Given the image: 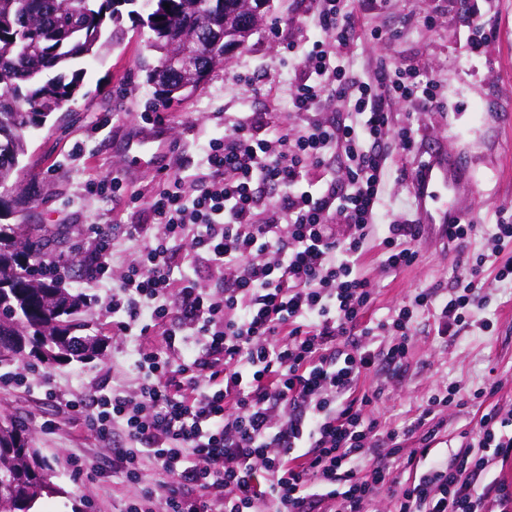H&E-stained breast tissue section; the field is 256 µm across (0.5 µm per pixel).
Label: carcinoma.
I'll list each match as a JSON object with an SVG mask.
<instances>
[{"instance_id":"carcinoma-1","label":"carcinoma","mask_w":512,"mask_h":512,"mask_svg":"<svg viewBox=\"0 0 512 512\" xmlns=\"http://www.w3.org/2000/svg\"><path fill=\"white\" fill-rule=\"evenodd\" d=\"M141 4L157 57L141 63L145 82L162 99L200 88L203 65L172 66L170 54L209 25L214 43L241 45L251 31L240 25L235 0H0V184L28 153L27 133L78 96L83 62L123 39L122 8ZM49 239L30 224H0V365L34 358L51 366L102 354L106 339L87 332L86 299L47 281L38 264ZM56 492L49 466L30 431L0 416V512H31Z\"/></svg>"}]
</instances>
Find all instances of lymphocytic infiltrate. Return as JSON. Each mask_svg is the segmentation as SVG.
<instances>
[{
	"label": "lymphocytic infiltrate",
	"instance_id": "lymphocytic-infiltrate-1",
	"mask_svg": "<svg viewBox=\"0 0 512 512\" xmlns=\"http://www.w3.org/2000/svg\"><path fill=\"white\" fill-rule=\"evenodd\" d=\"M313 15L319 39L288 46L303 71L290 93L298 131L245 114L202 144L195 180L177 173L150 195L132 193L153 221L125 225L137 247L128 262L116 261L114 225L87 227L86 282L106 289L116 335L139 339L136 385L100 394L89 414L97 441L126 436L112 468L142 490L123 512H373L383 488L394 512H512V481H480L492 462L512 459V409L483 413L445 463L430 454L456 388L437 390L400 429L372 417L377 396L360 390L378 359H407L419 314L430 313L441 336L468 326L483 307L486 264H496L497 281L512 280V261L496 262L512 221L501 219L447 294L419 288L387 316L368 317L377 293L363 262L376 227H387L386 270L411 266L421 236L384 208L380 145L394 139L409 155L416 142L390 108L440 106L439 83L386 62L369 77L355 72L344 55L357 13L346 0H315ZM340 105L345 119L322 120ZM337 152L342 174L313 183L309 171L327 169ZM411 438L415 448L404 450ZM381 444L383 462L371 454ZM398 464L411 479L398 480Z\"/></svg>",
	"mask_w": 512,
	"mask_h": 512
}]
</instances>
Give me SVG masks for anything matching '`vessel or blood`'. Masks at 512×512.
<instances>
[{
  "label": "vessel or blood",
  "instance_id": "obj_1",
  "mask_svg": "<svg viewBox=\"0 0 512 512\" xmlns=\"http://www.w3.org/2000/svg\"><path fill=\"white\" fill-rule=\"evenodd\" d=\"M473 187L456 158L431 151L424 170L414 185L417 208L429 230L442 232L445 225L466 219L467 211L456 205L457 197Z\"/></svg>",
  "mask_w": 512,
  "mask_h": 512
}]
</instances>
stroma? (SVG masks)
Instances as JSON below:
<instances>
[{
  "label": "stroma",
  "instance_id": "35a3bbf8",
  "mask_svg": "<svg viewBox=\"0 0 512 512\" xmlns=\"http://www.w3.org/2000/svg\"><path fill=\"white\" fill-rule=\"evenodd\" d=\"M461 12L456 0H389L366 15L371 25L393 31V38L359 40L348 55L355 69L367 71L379 61L414 66L421 80L436 79L443 108L396 104L397 124L418 129L414 159H403L394 141H386L389 170L385 206L390 217L416 219L412 192L417 160L431 150L459 155L474 179L467 220L476 229L465 244L423 236L417 261L408 268L382 270L368 252L363 270L378 290L370 317L379 318L409 302L415 289L450 287L465 276L503 210L512 209V0H470ZM310 0H270L263 22L248 41L217 67L196 92L167 102L157 99L144 81L142 58L150 56V30L138 19H124V38L85 64L86 96L65 108L64 120L48 121L28 134V154L13 184L1 195L22 190L29 199L25 219L53 237L52 254L69 258L61 285L92 302L90 325L106 338L103 356L84 362L45 367L15 362L0 365V374L19 372L29 386L0 384V412L16 415L30 429L35 446L53 471L58 492L41 499L36 512H121L132 487L112 474V447L97 442L82 415H71L60 398L91 401L98 392L133 383L137 339L117 336L112 317L102 311L103 290L87 287L73 273L82 261L83 233L88 225L144 224V210L125 199L88 196L90 178L121 175L129 189H147L163 173L193 175L198 148L224 133L223 113L269 112L277 124L294 129L300 120L289 101L298 71L288 63V42L306 43L317 34ZM433 25H425V17ZM489 29L479 49H471L475 29ZM148 141L158 149L152 161L139 163L127 153L129 143ZM493 267L481 274L483 328L467 327L440 338L433 319L422 315L415 325L409 356L403 365L379 362L361 380L370 392H385L373 412L400 427L426 405L437 387L455 384L461 406L443 412L445 427L433 456L451 459L462 430L476 427L483 411L512 408V284L494 279ZM51 377L57 398L37 386ZM501 383L495 395L475 401V392ZM90 459L94 468L75 471L71 458Z\"/></svg>",
  "mask_w": 512,
  "mask_h": 512
}]
</instances>
